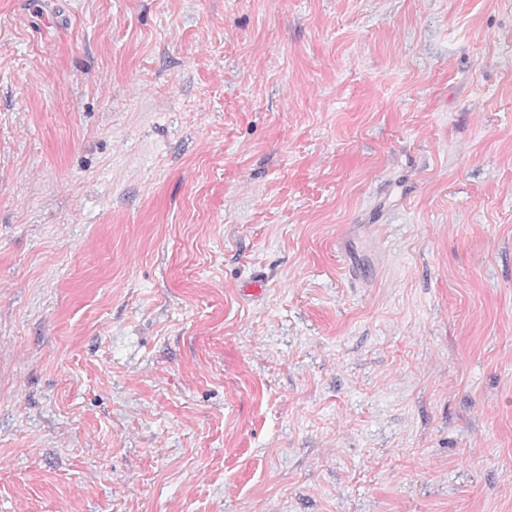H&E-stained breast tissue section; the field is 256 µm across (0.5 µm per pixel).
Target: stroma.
I'll use <instances>...</instances> for the list:
<instances>
[{
	"label": "stroma",
	"instance_id": "35a3bbf8",
	"mask_svg": "<svg viewBox=\"0 0 512 512\" xmlns=\"http://www.w3.org/2000/svg\"><path fill=\"white\" fill-rule=\"evenodd\" d=\"M0 512H512V0H0Z\"/></svg>",
	"mask_w": 512,
	"mask_h": 512
}]
</instances>
